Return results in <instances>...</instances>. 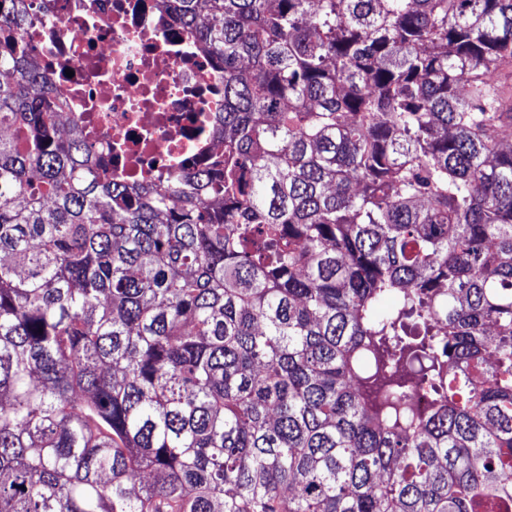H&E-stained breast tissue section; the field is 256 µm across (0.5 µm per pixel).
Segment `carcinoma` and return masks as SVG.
I'll return each instance as SVG.
<instances>
[{
    "mask_svg": "<svg viewBox=\"0 0 512 512\" xmlns=\"http://www.w3.org/2000/svg\"><path fill=\"white\" fill-rule=\"evenodd\" d=\"M162 2L200 172L0 50V512H512V0Z\"/></svg>",
    "mask_w": 512,
    "mask_h": 512,
    "instance_id": "1",
    "label": "carcinoma"
}]
</instances>
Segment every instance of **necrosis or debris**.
Instances as JSON below:
<instances>
[{"label": "necrosis or debris", "instance_id": "4bbe7bcc", "mask_svg": "<svg viewBox=\"0 0 512 512\" xmlns=\"http://www.w3.org/2000/svg\"><path fill=\"white\" fill-rule=\"evenodd\" d=\"M22 39L59 109L116 180L193 172L219 155L224 71L162 0H24Z\"/></svg>", "mask_w": 512, "mask_h": 512}]
</instances>
